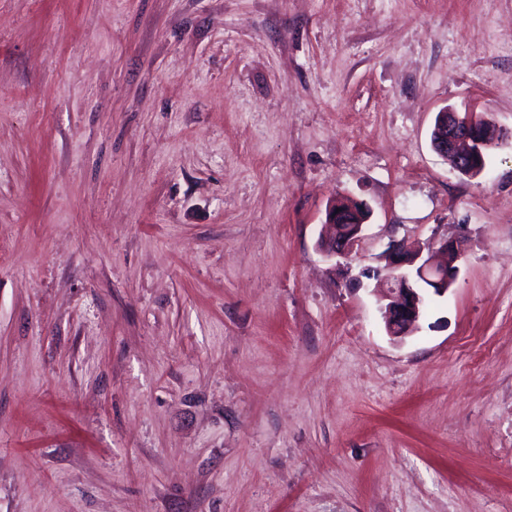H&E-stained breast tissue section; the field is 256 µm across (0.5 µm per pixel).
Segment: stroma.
I'll use <instances>...</instances> for the list:
<instances>
[{
	"instance_id": "stroma-1",
	"label": "stroma",
	"mask_w": 512,
	"mask_h": 512,
	"mask_svg": "<svg viewBox=\"0 0 512 512\" xmlns=\"http://www.w3.org/2000/svg\"><path fill=\"white\" fill-rule=\"evenodd\" d=\"M446 107L512 129V0H0V512H512V142ZM465 112V113H464ZM444 109L437 113L431 133L433 149L460 174L475 178L485 168L488 150L503 139L512 140V130L496 129L490 119L473 112ZM340 208L339 212L336 209ZM370 209L365 202L329 205L324 223V232L319 247L328 257H342L356 250L363 238L362 232ZM347 218H354L349 221ZM464 252V241L444 239L438 247L410 248L402 240H391L383 251L385 265L376 270L386 294L381 310L386 331L394 338L408 336L422 315L425 293L432 291L444 295L456 281L458 266L455 264ZM439 253L447 255L446 261L437 259Z\"/></svg>"
}]
</instances>
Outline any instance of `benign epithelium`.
<instances>
[{"label": "benign epithelium", "mask_w": 512, "mask_h": 512, "mask_svg": "<svg viewBox=\"0 0 512 512\" xmlns=\"http://www.w3.org/2000/svg\"><path fill=\"white\" fill-rule=\"evenodd\" d=\"M512 130L495 128L490 119L469 111L444 109L437 113L431 133L433 149L460 174L475 178L485 168L488 150ZM370 209L365 202L329 205L319 247L329 257H342L356 250ZM464 252L461 239L442 240L438 247L410 248L401 240H391L383 251L385 265L376 276L386 285L382 315L389 335H409L422 315L425 293L442 296L456 281V262Z\"/></svg>", "instance_id": "obj_1"}]
</instances>
